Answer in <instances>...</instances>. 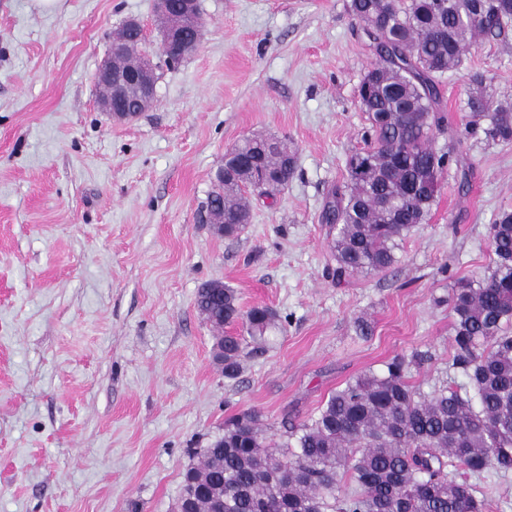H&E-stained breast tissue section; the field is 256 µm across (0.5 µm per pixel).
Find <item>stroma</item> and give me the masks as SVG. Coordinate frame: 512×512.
<instances>
[{"label":"stroma","mask_w":512,"mask_h":512,"mask_svg":"<svg viewBox=\"0 0 512 512\" xmlns=\"http://www.w3.org/2000/svg\"><path fill=\"white\" fill-rule=\"evenodd\" d=\"M350 0H200L198 48L170 66L156 0H0V512H173L195 449L256 410L268 435L397 356L422 391L449 382L461 281L492 270L489 227L512 209V143L464 133L471 77L512 96V26L439 80L435 149L459 144L426 223L384 273L335 280L321 213L364 148L358 85L375 61ZM140 20L157 66L152 105L119 124L96 73L122 23ZM274 135L297 170L251 197L232 237L201 218L225 153ZM220 281L282 329L237 378L213 360L198 289ZM367 320L369 336L355 332ZM489 512H512V473L470 478Z\"/></svg>","instance_id":"obj_1"}]
</instances>
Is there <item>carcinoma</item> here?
<instances>
[{"mask_svg": "<svg viewBox=\"0 0 512 512\" xmlns=\"http://www.w3.org/2000/svg\"><path fill=\"white\" fill-rule=\"evenodd\" d=\"M350 10L368 24L377 60L358 87L367 146L350 156L346 184L331 191L322 213L338 280L396 263L398 241L426 222L447 166L467 181L466 158L430 144L443 121L437 78L458 69L479 37L512 22V0H350ZM468 109L466 134L512 142V102L473 95ZM295 169L282 140L243 138L225 156L208 215L224 218V235L237 233L250 220L248 184L264 182L260 194L269 197ZM490 246L491 275L451 297V367L467 387L416 390L409 369L430 359L416 349L336 389L283 443L265 436L259 412L231 416L184 474L194 512H210L216 490L224 512H486L467 475L512 472V210L490 225ZM196 304L218 329L243 323L245 335L218 342L228 378L238 375L247 342L261 345L281 327L267 307L241 313L236 290L221 282L202 285ZM340 469L353 490L339 487Z\"/></svg>", "mask_w": 512, "mask_h": 512, "instance_id": "1", "label": "carcinoma"}]
</instances>
